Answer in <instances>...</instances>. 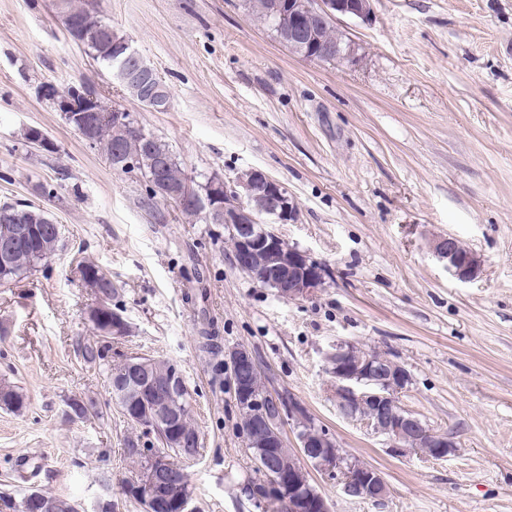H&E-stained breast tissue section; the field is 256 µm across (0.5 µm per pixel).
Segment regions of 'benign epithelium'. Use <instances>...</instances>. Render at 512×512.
Here are the masks:
<instances>
[{"instance_id":"7a95c632","label":"benign epithelium","mask_w":512,"mask_h":512,"mask_svg":"<svg viewBox=\"0 0 512 512\" xmlns=\"http://www.w3.org/2000/svg\"><path fill=\"white\" fill-rule=\"evenodd\" d=\"M373 16L372 0H299L288 6V25L283 36L288 39L291 52L303 59L312 53L314 21L335 22L342 17L359 19L365 23ZM113 75L128 83H142L149 88V102L166 103L162 85L150 82L155 70L131 47L125 38L112 41ZM42 96L54 104L68 125L82 140L91 142L94 129L106 119L122 121L123 113L112 111L95 94L77 89L69 93L42 89ZM167 160L151 161L152 178L157 190L177 201L179 208L198 212L207 224H222L234 235L238 251L235 264L256 282L276 290L291 300L311 297L325 282L326 267L295 247L283 248L282 239L275 231L261 224L259 216L271 217L277 224L296 219L297 205L288 188L265 172L252 169L236 182H210L205 195L198 194L191 185L170 188L160 182ZM234 196L236 206L224 204V197ZM0 213L17 223L18 238L0 242V263L7 262L18 241L40 237L39 230L25 223L27 212L13 204L0 206ZM433 252L448 261V270L457 278L475 279L482 266L480 256L472 251L461 252L452 236L438 237L431 244ZM128 323L121 315L103 330L106 338L126 335ZM232 369L231 390L234 401L250 419L243 430L245 441L259 448L252 455L256 468L264 476L267 499L258 502L266 509L267 502L284 500L288 512H329L324 496L309 486L310 468L321 472L328 480L341 486L344 494L353 493L357 485L362 496L374 503L384 501L389 493L384 478L374 470H364L336 448L329 432L318 429L316 440L309 439L301 430L306 412L292 396L275 395L270 390L249 382L248 374L257 368L252 353L237 347L228 352ZM330 363L329 391L340 411L361 421L373 433L385 437L398 452L418 451L432 458H444L456 447L446 433H433L436 445L427 442L428 433L421 420L399 403L397 394L409 381L406 370L386 354L345 342L336 345L327 355ZM113 402L126 419L139 422L150 430L164 425V447L186 448L190 439L181 428L178 412L184 390L183 377L173 369L160 377L152 371L150 362L131 361L126 369L108 377ZM292 421L297 448L286 447L283 429ZM197 455H181L174 460L165 452L150 453L147 469L139 478L124 486L123 492L138 499L142 512H161L168 506L175 512H193L185 482L170 479L174 472H185L184 462ZM17 512H56L54 502L36 492L27 494L20 502H13Z\"/></svg>"}]
</instances>
